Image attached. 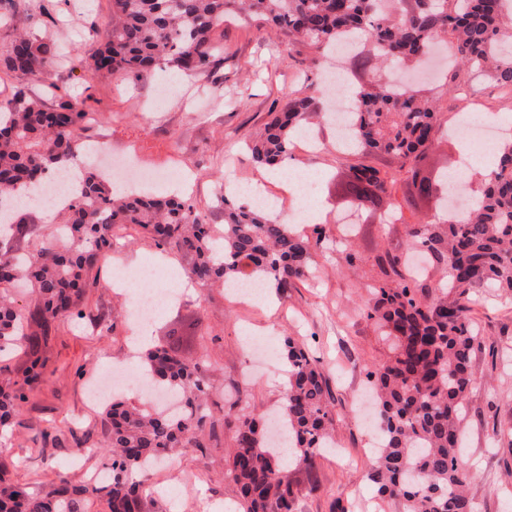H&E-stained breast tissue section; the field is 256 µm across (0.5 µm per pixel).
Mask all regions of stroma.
<instances>
[{"label": "stroma", "mask_w": 512, "mask_h": 512, "mask_svg": "<svg viewBox=\"0 0 512 512\" xmlns=\"http://www.w3.org/2000/svg\"><path fill=\"white\" fill-rule=\"evenodd\" d=\"M36 14L42 17L41 30L50 37L54 58L43 75L27 79L32 94L49 106L58 95L78 101L95 117L81 129L87 146L103 143L113 154L132 157L155 175L153 190L179 191V184L168 178L172 170L189 175V195L212 224L224 221L217 200L222 182L260 177L244 144L267 122L272 108L284 106L301 88L314 54L306 41H288L258 18L241 16L214 29L212 37L223 45L224 58L209 73L189 76L156 69L101 73L92 79L86 67L112 30L110 0H0V48L11 43L27 16ZM307 125L323 144L315 153H292L290 161L295 171L318 179L314 208L299 227L306 236L317 226L325 230V240L311 246L313 277L288 295L240 306L219 286L182 288L178 301L161 310L149 327L153 344L173 330L199 332V340L181 344L180 355L188 362L207 355L209 404L217 420L208 447L184 449L158 466V482L170 491L152 496L151 512H195L198 499L234 498L235 488L225 476L231 428L240 414H262L279 405L288 366L282 342L286 336L304 342L329 380L338 413L333 445L324 450L315 475L302 468L288 470L301 492V512H331L337 498L347 501L351 512L400 510L395 502L379 500L370 480L375 431L361 420L360 394L367 388V369L389 352L364 313L370 286L383 279L376 257L388 248L404 249L406 225L384 224L378 214H368L353 236H346L337 219L350 212L344 196L348 161L337 155L336 135L322 112H313ZM127 237L128 244L115 248L114 257L127 266L154 261L160 270L155 287H170L184 259L158 249L147 234L131 230ZM349 248L357 255L352 265L344 259ZM113 271L112 263L102 266L103 285L85 300L93 314L114 319L113 330L94 336L88 324L60 323L47 349L45 380L28 391L23 424L0 447V463L6 465L1 474L28 490L40 489L60 473L82 483L105 462L104 455L89 453L73 464L68 442L42 440L39 432L50 423L63 432L79 427L91 442H99L101 410L89 405L87 383L112 363L138 371L124 319L132 297L110 288ZM473 308L482 345L473 360L461 462L471 474L469 492L478 512H512V458L498 442L512 427V296L483 290ZM251 334L268 338L270 370L252 371L245 347Z\"/></svg>", "instance_id": "stroma-1"}]
</instances>
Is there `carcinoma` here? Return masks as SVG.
<instances>
[{
    "mask_svg": "<svg viewBox=\"0 0 512 512\" xmlns=\"http://www.w3.org/2000/svg\"><path fill=\"white\" fill-rule=\"evenodd\" d=\"M506 0H112V32L94 57V72L121 74L156 67L204 74L224 54L211 33L224 18L248 10L289 39H306L327 57L336 38L353 31L379 56L402 65L419 63L439 42L456 55L443 87L458 93L465 75L485 72L502 92L512 93V11ZM30 15L10 45L0 51V73L36 76L50 60L51 45L36 34ZM307 91L282 109L246 144L255 167L271 169L290 158L291 146L308 116L329 110L322 82L307 78ZM357 143L352 156L390 155L411 172L412 190L392 198L397 174L363 161L348 165L345 194L351 206L371 214L403 216L420 201L439 209L441 171L423 175L417 164L438 133L439 100L418 91L392 93L380 81L357 91ZM87 113L71 100L49 110L27 86H15L0 106V200L21 194L49 169L83 166L80 195L58 214L65 235L45 238L36 224L20 219L0 223V349L24 347L28 367L23 380L0 366V430L22 424L27 391L40 383L44 353L64 319L89 317L88 290L100 285L98 270L115 247L111 227H138L160 249L186 260L188 279L200 284L246 281L264 276L286 293L313 271L307 237L271 214L223 201L221 250L213 225L189 198L130 192L118 194L99 172L86 167L84 144L72 137ZM465 224L418 221L408 225L407 250H419L446 270L438 294L430 296L420 274L412 273L403 252H385L376 262L387 281L372 287L367 318L388 342L385 360L367 371L378 397L381 434L372 479L377 494L397 502L401 512H476L469 495V473L460 465L462 421L471 390L472 361L481 336L472 315V297L481 288L512 296V141L496 155L490 179L482 181ZM30 291L34 306L20 310L12 289ZM180 337L171 332L163 345L145 348L140 362L145 380H159L183 402L179 415L119 398L103 410L104 440L88 445L87 435L70 432L71 447L105 452L108 481L74 484L57 478L38 493L0 478V512H84L96 496L105 512H145L144 466L183 448L206 447L214 428L208 408V362L187 363L178 354ZM288 381L280 416L288 427L296 465L309 471L325 448L336 420L329 380L303 344L283 340ZM234 451L226 477L238 499L229 512H299L298 496L282 457L270 450L261 418L236 419Z\"/></svg>",
    "mask_w": 512,
    "mask_h": 512,
    "instance_id": "cac0c4a2",
    "label": "carcinoma"
}]
</instances>
